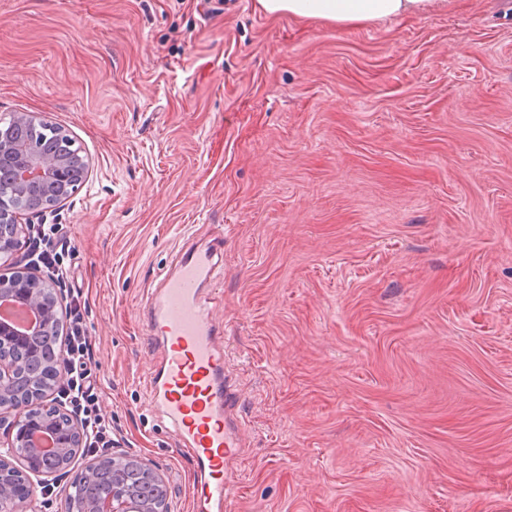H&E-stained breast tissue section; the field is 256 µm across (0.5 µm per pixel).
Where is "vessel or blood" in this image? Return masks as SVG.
Returning <instances> with one entry per match:
<instances>
[{"mask_svg":"<svg viewBox=\"0 0 512 512\" xmlns=\"http://www.w3.org/2000/svg\"><path fill=\"white\" fill-rule=\"evenodd\" d=\"M223 252L220 240L210 253L180 250L144 305L146 324L161 350V364L145 387L180 451L195 462L194 512H223L234 492L227 462L246 448L223 332L211 316L221 300Z\"/></svg>","mask_w":512,"mask_h":512,"instance_id":"b4317fda","label":"vessel or blood"}]
</instances>
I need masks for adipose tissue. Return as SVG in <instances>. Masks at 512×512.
<instances>
[{
    "instance_id": "1",
    "label": "adipose tissue",
    "mask_w": 512,
    "mask_h": 512,
    "mask_svg": "<svg viewBox=\"0 0 512 512\" xmlns=\"http://www.w3.org/2000/svg\"><path fill=\"white\" fill-rule=\"evenodd\" d=\"M265 15L283 14L298 19H322L336 24L381 22L423 16L437 0H258Z\"/></svg>"
}]
</instances>
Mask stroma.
I'll return each mask as SVG.
<instances>
[{
  "instance_id": "35a3bbf8",
  "label": "stroma",
  "mask_w": 512,
  "mask_h": 512,
  "mask_svg": "<svg viewBox=\"0 0 512 512\" xmlns=\"http://www.w3.org/2000/svg\"><path fill=\"white\" fill-rule=\"evenodd\" d=\"M47 115L86 181L63 224L112 449L169 512L143 298L224 239L248 446L226 512H512V0L338 25L258 0H0V115Z\"/></svg>"
}]
</instances>
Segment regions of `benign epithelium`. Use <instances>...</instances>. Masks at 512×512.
<instances>
[{"mask_svg":"<svg viewBox=\"0 0 512 512\" xmlns=\"http://www.w3.org/2000/svg\"><path fill=\"white\" fill-rule=\"evenodd\" d=\"M48 125L43 116L19 113L13 120L18 133L6 136L0 130V166H8L13 176L9 186L0 188V512H25L34 481L49 483L86 447L83 425L72 417L61 422L63 409L43 404L47 390L64 383L62 367L49 363L46 379L29 371L40 354L31 337L53 329L61 334V320L50 279L34 268L18 269L25 249L20 220L31 212L22 198L35 186L44 194V208L55 207L89 170L88 163L75 164L36 140L33 132ZM90 512L146 509L118 489Z\"/></svg>","mask_w":512,"mask_h":512,"instance_id":"obj_1","label":"benign epithelium"}]
</instances>
